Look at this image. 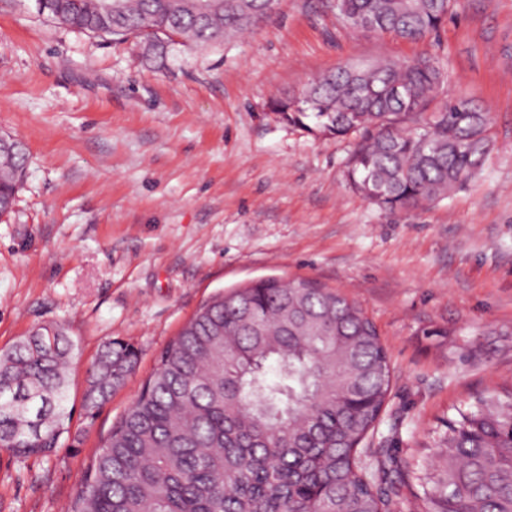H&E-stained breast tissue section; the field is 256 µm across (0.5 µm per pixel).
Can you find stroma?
I'll return each instance as SVG.
<instances>
[{
  "label": "stroma",
  "mask_w": 512,
  "mask_h": 512,
  "mask_svg": "<svg viewBox=\"0 0 512 512\" xmlns=\"http://www.w3.org/2000/svg\"><path fill=\"white\" fill-rule=\"evenodd\" d=\"M436 58L444 99L493 116L482 169L447 198L380 210L354 193L345 139L280 123L272 101L340 64ZM27 171L0 217V351L65 328L73 412L57 449L0 451V512H65L161 352L212 297L276 276L358 303L392 383L369 438L410 475L477 397L512 390V0H457L424 41L346 28L333 0H278L272 18L164 67L0 0V132ZM138 363L86 416L87 371L106 341Z\"/></svg>",
  "instance_id": "stroma-1"
}]
</instances>
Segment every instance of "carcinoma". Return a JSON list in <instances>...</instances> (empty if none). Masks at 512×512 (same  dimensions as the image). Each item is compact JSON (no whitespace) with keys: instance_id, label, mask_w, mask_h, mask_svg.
<instances>
[{"instance_id":"carcinoma-1","label":"carcinoma","mask_w":512,"mask_h":512,"mask_svg":"<svg viewBox=\"0 0 512 512\" xmlns=\"http://www.w3.org/2000/svg\"><path fill=\"white\" fill-rule=\"evenodd\" d=\"M455 0H334L357 31L418 42ZM40 14L115 44L208 48L272 16L271 0H45ZM448 72L431 56L344 65L273 100L277 118L314 135L355 136L349 186L385 210L422 207L473 177L492 115L442 101ZM25 148L0 151V216L24 175ZM72 344L43 326L0 352V451L58 447ZM107 342L87 379L93 412L134 370ZM279 375L269 376L272 364ZM391 383L379 331L344 294L308 279L261 278L203 304L88 467L69 512H394L403 474L387 448L360 444ZM443 465L421 487L428 512H512V391L448 424Z\"/></svg>"}]
</instances>
